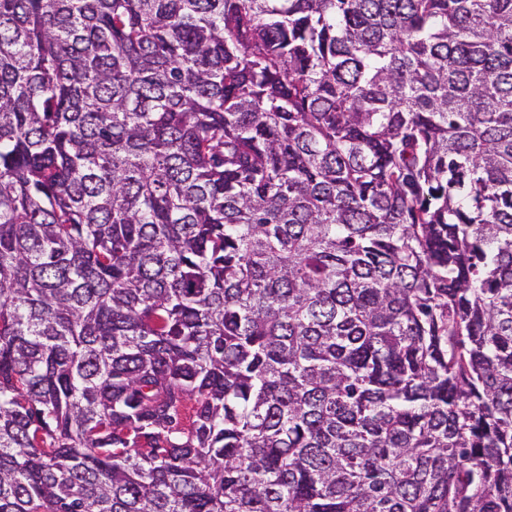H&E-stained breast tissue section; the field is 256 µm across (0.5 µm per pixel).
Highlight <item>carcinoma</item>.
Returning a JSON list of instances; mask_svg holds the SVG:
<instances>
[{
	"instance_id": "1",
	"label": "carcinoma",
	"mask_w": 512,
	"mask_h": 512,
	"mask_svg": "<svg viewBox=\"0 0 512 512\" xmlns=\"http://www.w3.org/2000/svg\"><path fill=\"white\" fill-rule=\"evenodd\" d=\"M0 512H512V0H0Z\"/></svg>"
}]
</instances>
